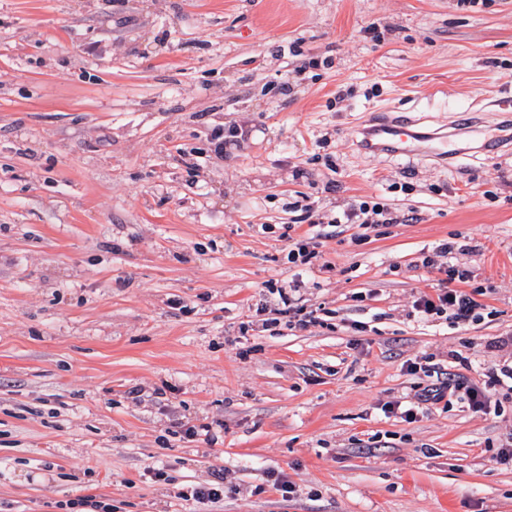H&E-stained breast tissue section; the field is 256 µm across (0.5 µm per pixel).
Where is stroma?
<instances>
[{
    "mask_svg": "<svg viewBox=\"0 0 512 512\" xmlns=\"http://www.w3.org/2000/svg\"><path fill=\"white\" fill-rule=\"evenodd\" d=\"M381 110L512 114V0H0V512H512V153L360 152ZM359 201L410 220L289 263L296 203ZM444 242L479 320L410 314ZM440 372L496 412L384 416ZM288 295L283 292L282 288L278 289L279 298L284 305V307L288 306L285 309H281L282 312L294 315L296 317L303 312V306L299 305L302 302L301 290L303 288L302 282L299 280L291 281V284H288ZM215 480L212 483L191 485L182 489L178 493L180 498L188 501L193 500L198 503H214L224 498V476L215 474Z\"/></svg>",
    "mask_w": 512,
    "mask_h": 512,
    "instance_id": "35a3bbf8",
    "label": "stroma"
}]
</instances>
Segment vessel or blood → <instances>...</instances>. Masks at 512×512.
<instances>
[{"label":"vessel or blood","mask_w":512,"mask_h":512,"mask_svg":"<svg viewBox=\"0 0 512 512\" xmlns=\"http://www.w3.org/2000/svg\"><path fill=\"white\" fill-rule=\"evenodd\" d=\"M417 125V119L390 112L382 113L372 127L364 129L361 146L372 153L408 157L424 155L444 164L465 154L466 149L457 131L439 128L421 132ZM472 133L475 139L481 140L483 146L512 150V134L505 133L503 129L476 127Z\"/></svg>","instance_id":"vessel-or-blood-1"}]
</instances>
